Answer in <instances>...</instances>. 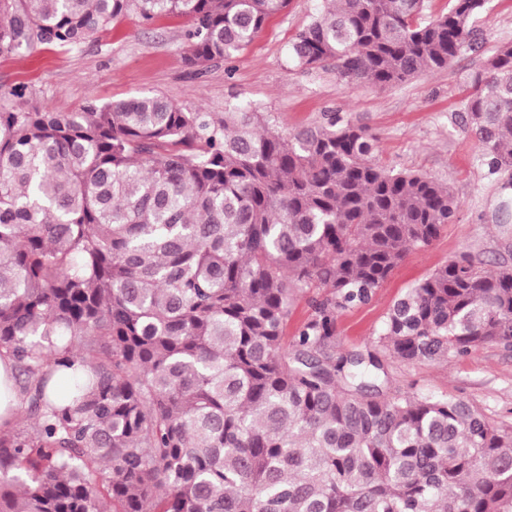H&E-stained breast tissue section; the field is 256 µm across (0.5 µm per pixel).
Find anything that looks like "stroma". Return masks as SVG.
Wrapping results in <instances>:
<instances>
[{
	"mask_svg": "<svg viewBox=\"0 0 512 512\" xmlns=\"http://www.w3.org/2000/svg\"><path fill=\"white\" fill-rule=\"evenodd\" d=\"M321 0H289L233 64L187 65V18L144 21L133 11L84 43L59 49L34 45L0 55V110L78 112L91 104L160 95L188 112H221L251 106L284 130L322 124L331 113L363 126L375 137L385 169L428 175L451 188L454 221L423 250L409 251L369 303L336 321L341 351L374 349L390 306L436 267L462 252L487 266L512 257V219L500 217L505 172L489 169L464 122L469 77L496 50L512 44V0H487L474 27L475 49H462L446 69L385 88L342 80L333 62L296 67L289 56L295 36L309 25ZM21 89L13 97L11 89ZM394 384L427 394L460 398L498 422L512 424V349L489 344L445 362L392 363Z\"/></svg>",
	"mask_w": 512,
	"mask_h": 512,
	"instance_id": "1",
	"label": "stroma"
}]
</instances>
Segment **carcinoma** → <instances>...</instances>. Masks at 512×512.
Returning <instances> with one entry per match:
<instances>
[{
  "instance_id": "cac0c4a2",
  "label": "carcinoma",
  "mask_w": 512,
  "mask_h": 512,
  "mask_svg": "<svg viewBox=\"0 0 512 512\" xmlns=\"http://www.w3.org/2000/svg\"><path fill=\"white\" fill-rule=\"evenodd\" d=\"M449 3L323 0L291 60L381 88L444 69L486 0ZM287 4L0 0V54L134 9L189 18L188 65L229 63ZM495 56L465 121L511 173L512 45ZM375 150L337 114L285 133L160 95L0 112V356L35 419L0 426V512H512V426L388 371L512 346L511 264L463 252L393 303L376 351L336 348L339 313L458 209Z\"/></svg>"
}]
</instances>
